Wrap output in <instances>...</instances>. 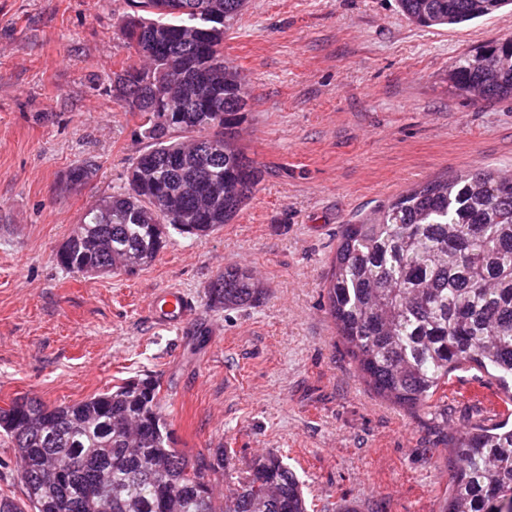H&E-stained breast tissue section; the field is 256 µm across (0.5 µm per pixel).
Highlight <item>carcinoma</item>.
<instances>
[{"label": "carcinoma", "instance_id": "cac0c4a2", "mask_svg": "<svg viewBox=\"0 0 512 512\" xmlns=\"http://www.w3.org/2000/svg\"><path fill=\"white\" fill-rule=\"evenodd\" d=\"M512 0H399L421 27L461 25ZM248 0H128L123 33L142 61L113 73V95L138 115L147 145L127 185L90 207L58 265L133 274L172 233L207 236L238 216L263 170L240 143L248 98L224 56V34ZM454 88L512 96V38L451 66ZM91 160L68 177L85 183ZM252 272L226 267L207 285L211 309L260 302ZM328 313L365 381L407 408H430L451 373L476 368L512 403V180L476 169L418 185L345 226L327 282ZM0 435L20 462L21 496L0 512H308L275 452L246 470L219 448L195 460L172 447L149 377L73 404L15 399ZM453 485L441 512H512V425L479 421L454 435ZM234 485L219 498L214 486Z\"/></svg>", "mask_w": 512, "mask_h": 512}]
</instances>
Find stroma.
<instances>
[{
  "label": "stroma",
  "instance_id": "1",
  "mask_svg": "<svg viewBox=\"0 0 512 512\" xmlns=\"http://www.w3.org/2000/svg\"><path fill=\"white\" fill-rule=\"evenodd\" d=\"M124 0H0V407L74 403L153 376L175 446L227 449L235 468L278 451L309 512H439L453 430L501 420L475 369L448 378V413L377 395L327 313L344 225L428 180L512 169V98L449 89L462 55L512 37V11L420 28L397 0H250L224 37L249 106L241 142L263 170L233 223L173 235L137 274H82L55 254L85 210L126 182L146 141L112 96L134 57ZM96 176L73 190L70 168ZM254 271L259 303L207 305L224 267ZM195 305L159 326L152 296Z\"/></svg>",
  "mask_w": 512,
  "mask_h": 512
}]
</instances>
